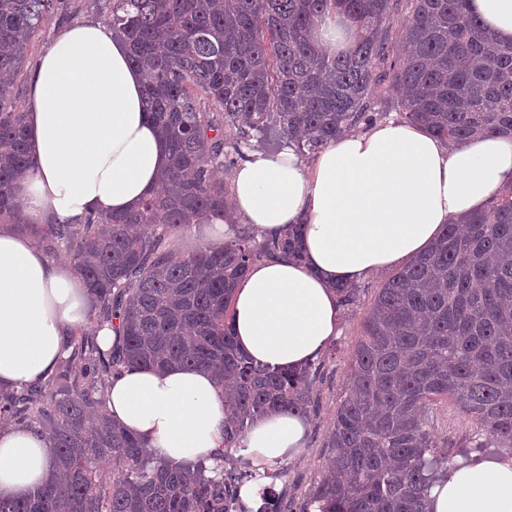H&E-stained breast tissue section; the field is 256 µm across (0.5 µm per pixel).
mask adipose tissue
<instances>
[{
    "label": "adipose tissue",
    "instance_id": "adipose-tissue-1",
    "mask_svg": "<svg viewBox=\"0 0 512 512\" xmlns=\"http://www.w3.org/2000/svg\"><path fill=\"white\" fill-rule=\"evenodd\" d=\"M503 44L512 43V0H470ZM356 32L329 11L315 30L329 53ZM142 73L125 40L95 17L60 31L32 72L23 110L34 166L18 200L34 224H75L91 214L131 211L158 185L169 161L144 103ZM512 187V136L451 146L425 130L389 121L345 135L305 163L296 147L248 149L232 171L223 219L192 228L221 242L245 224L262 240L302 229V255L254 262L233 291L231 325L254 362L296 369L337 336L338 285L357 284L406 264L445 224L484 208ZM93 296L72 265L49 259L30 239L0 224V390L46 380L76 328L92 324ZM108 408L158 457L209 459L221 448L224 390L211 373L174 366L129 369L108 390ZM307 418L271 411L253 419L242 444L253 465L296 459ZM52 471L48 440L0 427V498L21 499ZM430 512H512V457L449 468L429 495Z\"/></svg>",
    "mask_w": 512,
    "mask_h": 512
}]
</instances>
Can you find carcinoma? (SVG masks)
Returning a JSON list of instances; mask_svg holds the SVG:
<instances>
[{"label":"carcinoma","mask_w":512,"mask_h":512,"mask_svg":"<svg viewBox=\"0 0 512 512\" xmlns=\"http://www.w3.org/2000/svg\"><path fill=\"white\" fill-rule=\"evenodd\" d=\"M54 0H0V223L62 249L96 302V329L120 321L102 347L84 329L58 372L0 398V423L52 444L54 478L0 512H229L238 487L205 463L173 464L112 422V378L129 368L211 370L229 400L224 449L240 447L249 421L275 410L310 414L311 368L254 363L237 347L229 310L235 284L256 261L301 253V230L256 240L239 232L174 258L176 229L224 218L217 172L275 137L315 155L376 120L387 75L405 123L456 144L512 132V44L493 39L469 0H112L108 22L128 41L145 80V106L171 164L137 209L78 224H32L17 201L33 167L24 113L11 103L27 45ZM335 8L357 24L345 53L313 37ZM80 358L83 370L70 371ZM449 400L475 424L473 446L512 455V187L485 210L444 225L435 244L389 276L363 322L354 373L325 447L329 463L308 506L319 512H428L448 472L432 431ZM112 464L105 477L98 465ZM257 512H281L274 487Z\"/></svg>","instance_id":"cac0c4a2"}]
</instances>
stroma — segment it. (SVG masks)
<instances>
[{
	"instance_id": "35a3bbf8",
	"label": "stroma",
	"mask_w": 512,
	"mask_h": 512,
	"mask_svg": "<svg viewBox=\"0 0 512 512\" xmlns=\"http://www.w3.org/2000/svg\"><path fill=\"white\" fill-rule=\"evenodd\" d=\"M91 14L99 20H107L109 10L106 0H57L53 11L28 44L21 71L13 84L15 106H23L27 98L30 76L44 47L60 30ZM385 278V273L381 272L360 283L357 304L343 311L336 338L316 359L312 368L314 409L309 416L307 444L297 459L284 463L285 473L275 481V490L282 493V505L288 512H302L313 487L327 467L325 433L344 397L352 357L363 331V320ZM437 412L441 425L435 439L447 442L452 462H461V452L469 446L474 426L454 405L440 403Z\"/></svg>"
}]
</instances>
